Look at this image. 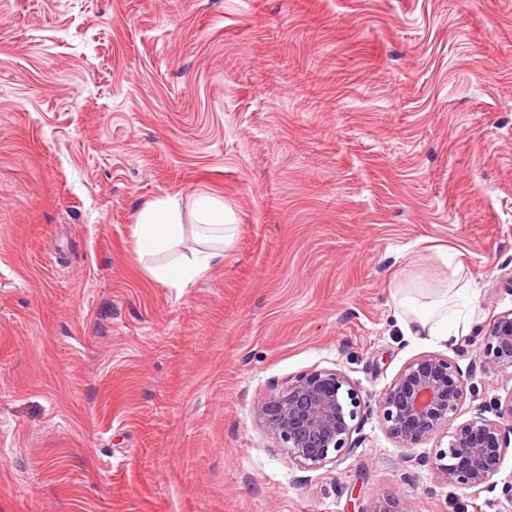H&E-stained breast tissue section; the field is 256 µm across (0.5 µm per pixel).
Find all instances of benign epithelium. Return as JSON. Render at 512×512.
I'll return each instance as SVG.
<instances>
[{
	"instance_id": "benign-epithelium-1",
	"label": "benign epithelium",
	"mask_w": 512,
	"mask_h": 512,
	"mask_svg": "<svg viewBox=\"0 0 512 512\" xmlns=\"http://www.w3.org/2000/svg\"><path fill=\"white\" fill-rule=\"evenodd\" d=\"M478 358L503 372L512 371V311L497 315L480 330ZM467 398V374L446 355L427 354L408 362L376 404L405 463L426 439L450 437L430 460L437 478L476 497L496 488L508 448L512 447V394L495 418L480 407L453 432L448 426ZM366 402L348 374L313 369L280 385L255 402L253 415L265 432L286 449L288 460L303 469L325 468L357 447Z\"/></svg>"
}]
</instances>
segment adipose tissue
Wrapping results in <instances>:
<instances>
[{
  "label": "adipose tissue",
  "mask_w": 512,
  "mask_h": 512,
  "mask_svg": "<svg viewBox=\"0 0 512 512\" xmlns=\"http://www.w3.org/2000/svg\"><path fill=\"white\" fill-rule=\"evenodd\" d=\"M195 212L196 223H183L176 196L148 203L140 211L133 226L134 252L153 280L182 288L223 260L236 232L235 225L225 220L223 201L200 198ZM401 305L411 315L403 325L407 335L445 344L457 337V330L448 326L447 298L408 296Z\"/></svg>",
  "instance_id": "ef3b65f1"
}]
</instances>
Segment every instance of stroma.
Instances as JSON below:
<instances>
[{
  "label": "stroma",
  "instance_id": "stroma-1",
  "mask_svg": "<svg viewBox=\"0 0 512 512\" xmlns=\"http://www.w3.org/2000/svg\"><path fill=\"white\" fill-rule=\"evenodd\" d=\"M223 199L237 232L184 288L142 208ZM466 283L455 345L408 292ZM512 310V0H0V512H512L404 463L377 413L307 471L253 417L340 369L375 404ZM413 317L410 322L402 321L409 336H423V340L451 343L458 336L459 325L448 330V292L443 298L419 299L405 297L401 302Z\"/></svg>",
  "mask_w": 512,
  "mask_h": 512
}]
</instances>
